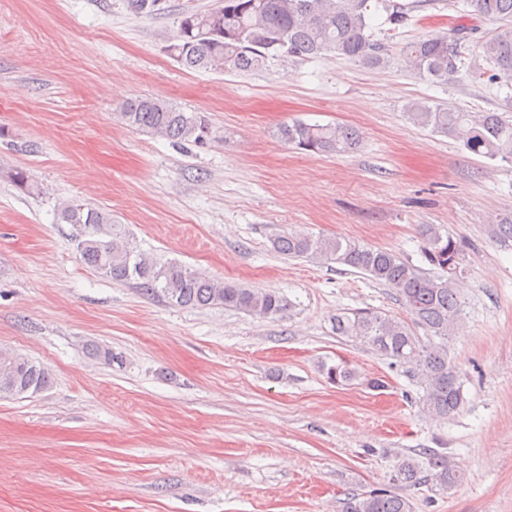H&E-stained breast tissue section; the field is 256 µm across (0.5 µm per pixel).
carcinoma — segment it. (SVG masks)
I'll return each mask as SVG.
<instances>
[{"instance_id":"obj_1","label":"carcinoma","mask_w":512,"mask_h":512,"mask_svg":"<svg viewBox=\"0 0 512 512\" xmlns=\"http://www.w3.org/2000/svg\"><path fill=\"white\" fill-rule=\"evenodd\" d=\"M475 15L497 27L479 47L494 73L492 83L512 78V0H470ZM386 22L398 28L409 21L411 7L384 5ZM369 0H218L208 13H188L179 24L173 59L197 72L231 70L248 73L270 60L316 58L334 53L379 67L387 62L386 48L372 32ZM403 52L420 76L448 81L460 71V38L455 33L426 35L407 44ZM120 118L131 128L165 138L177 145L204 144L210 127L198 112H184L167 101L141 96L123 103ZM407 117L415 125L448 136L470 153L512 164V114L465 112L451 106L412 102ZM277 137L309 154L341 155L361 145L359 130L340 124L283 123ZM17 188L29 194L38 185L23 170L10 173ZM58 220L75 227L77 249L96 272L116 282H128L173 306L196 308L222 305L259 318H282L289 302L273 289H251L224 283L177 263L161 264L136 250L112 213L76 201L60 205ZM490 233L497 240L512 238V215L496 220ZM424 258L440 270L430 276L393 251L362 246L349 239L284 234L274 250L288 257L312 258L359 270L393 289L422 328L423 342L407 323L372 309H358L335 319L336 334L355 337L399 364L409 365L423 388V409L446 419L465 404L457 366L448 356V336L459 322L461 303L456 280L462 271L463 249L452 234L423 224ZM328 378L345 384L358 378L346 364L327 369ZM49 369L15 352L0 351V397H20L49 386ZM397 480L411 485L423 481L446 489L461 480L448 455L431 449L421 458H407L397 467ZM343 512H414L412 501L397 492L357 494L344 502Z\"/></svg>"}]
</instances>
